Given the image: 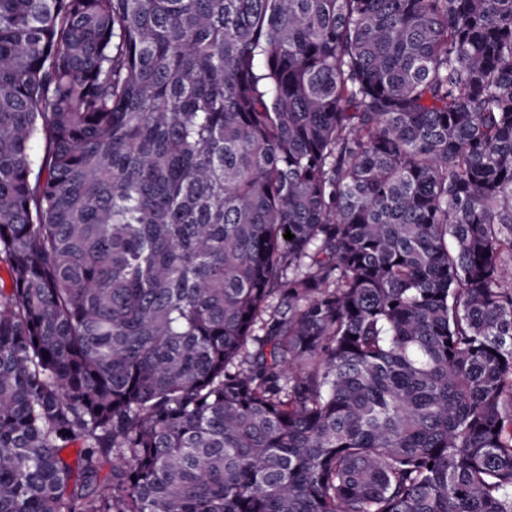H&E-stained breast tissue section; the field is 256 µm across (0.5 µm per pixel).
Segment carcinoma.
Instances as JSON below:
<instances>
[{
	"instance_id": "cac0c4a2",
	"label": "carcinoma",
	"mask_w": 512,
	"mask_h": 512,
	"mask_svg": "<svg viewBox=\"0 0 512 512\" xmlns=\"http://www.w3.org/2000/svg\"><path fill=\"white\" fill-rule=\"evenodd\" d=\"M0 265V512H512V0H0Z\"/></svg>"
}]
</instances>
